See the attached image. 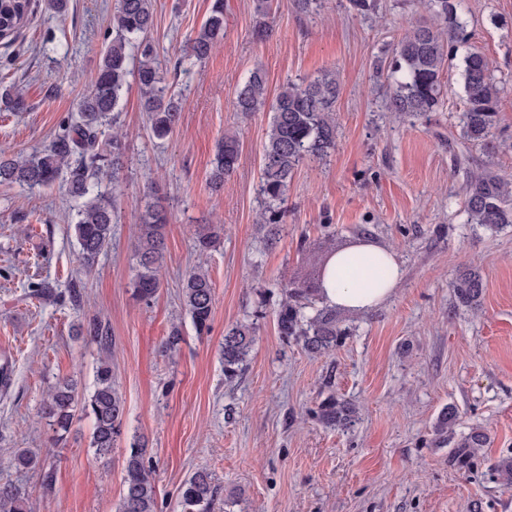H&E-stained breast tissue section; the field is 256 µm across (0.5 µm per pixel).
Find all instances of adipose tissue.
Returning a JSON list of instances; mask_svg holds the SVG:
<instances>
[{
    "instance_id": "obj_1",
    "label": "adipose tissue",
    "mask_w": 512,
    "mask_h": 512,
    "mask_svg": "<svg viewBox=\"0 0 512 512\" xmlns=\"http://www.w3.org/2000/svg\"><path fill=\"white\" fill-rule=\"evenodd\" d=\"M402 270L394 251L374 241L333 255L326 269L321 302L350 313H364L395 293Z\"/></svg>"
}]
</instances>
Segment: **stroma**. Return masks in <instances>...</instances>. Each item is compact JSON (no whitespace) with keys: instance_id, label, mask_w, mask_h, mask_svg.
<instances>
[{"instance_id":"obj_1","label":"stroma","mask_w":512,"mask_h":512,"mask_svg":"<svg viewBox=\"0 0 512 512\" xmlns=\"http://www.w3.org/2000/svg\"><path fill=\"white\" fill-rule=\"evenodd\" d=\"M116 0H68L65 16L43 7L13 40L0 42V86L26 93L25 112H0V149L32 155L74 121L77 103L101 63ZM358 16L349 0H320L307 14L276 0L267 35L256 38L255 0H224V39L202 63L185 45L208 17L209 0H154L153 37L168 81L183 103L173 134L151 138L136 81L120 122L127 134L112 245L91 274L75 260L72 202L63 185L0 184V356L13 373L0 393V458L38 452L54 469L51 492L34 472L0 470L28 493L34 512H117L124 460L133 437L145 462L157 512H180L179 492L199 469L217 495L212 512H512V490L493 477L512 456V225L494 233L467 223L462 188L470 171L512 179V0H466L468 43L504 86L490 153L461 137L460 59L444 72L443 103L429 117L402 121L375 74L418 13L412 0H380ZM267 96L288 81L335 70L336 148L305 160L294 174L283 221L268 234L257 219L268 110L236 112L235 92L254 69ZM236 134V170L212 193L216 142ZM168 217L161 288L147 304L133 296L134 241L147 210ZM220 224L224 236L206 257L195 233ZM374 240L392 248L402 269L395 295L368 313L337 312L346 334L333 351L308 354L279 335L281 287L312 286L311 263L329 244ZM205 260L215 285L211 329L185 323L177 352L162 341L183 320L185 276ZM484 284L478 309L458 305L452 281L468 266ZM82 279L83 303L65 296ZM58 294L36 299L37 283ZM96 321L108 344L87 334ZM248 322L256 339L241 376L224 378L227 326ZM110 359L125 398L124 435L110 455L94 454L91 418L75 413L63 443L41 423L46 388L62 378L91 386ZM353 404L347 430L312 419L330 397ZM456 413L452 439L435 426ZM481 428L488 443L471 466L451 457L456 436Z\"/></svg>"}]
</instances>
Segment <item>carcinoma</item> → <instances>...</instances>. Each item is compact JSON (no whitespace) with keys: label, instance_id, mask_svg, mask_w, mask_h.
<instances>
[{"label":"carcinoma","instance_id":"obj_1","mask_svg":"<svg viewBox=\"0 0 512 512\" xmlns=\"http://www.w3.org/2000/svg\"><path fill=\"white\" fill-rule=\"evenodd\" d=\"M464 0H422L428 17L410 25L393 48L387 71L391 83L389 108L403 120L425 116L438 109L443 95V73L451 50L467 42ZM31 8V0H0V29L9 32L21 26ZM155 25L153 0H118L112 15V39L108 43L97 77L89 92L80 99V121L67 126L41 153L24 157L0 152V183L50 187L65 183L75 202L74 235L78 243L76 260L91 270L112 243L114 197L112 190L101 191L102 179L116 177L126 154L125 135L117 129L119 105L128 76L135 75L141 94V108L149 117L150 132L166 138L180 120L182 102L169 94L161 76L157 48L149 38ZM224 35V0H210V16L203 27L189 38L186 51L198 62L205 61ZM464 107L460 117L463 138L488 151L498 148L494 130L500 121L503 88L491 74L485 56L467 49L462 58ZM339 83L336 75L324 72L310 80L284 84L275 96L269 128L263 143L260 194L266 204L259 223L278 224L280 205L286 201L288 185L305 160L328 156L336 146L333 117ZM267 79L263 70H253L236 94V111L248 115L266 106ZM24 91L8 87L0 92V111L25 112ZM113 128L112 136H104ZM239 140L226 134L216 144L209 184L218 191L224 177L231 174L239 159ZM463 211L467 223L479 224L495 232L512 224V180L491 172L470 174L464 187ZM166 218L148 213L139 227L135 252L138 269L133 295L144 303L152 301L160 288L159 270L164 262ZM224 227L213 225L196 236L199 253L210 251L219 242ZM456 301L472 309L480 305L483 283L476 270L462 273L452 283ZM303 288L285 289V299L276 312L280 336L302 343L313 356L336 347L340 330L336 315L324 310L308 311ZM186 314L198 334L210 330L215 288L208 271L201 265L188 274L182 289ZM251 323H237L224 333L221 356L224 377L231 381L243 369L255 341ZM182 329L171 324L162 347L177 351ZM81 409L93 420L90 447L97 456L111 454L123 433L125 400L104 359L96 367L92 389L78 391L77 381L60 379L43 393L40 417L63 442L72 424L73 412ZM312 416L328 427L348 429L357 420L356 409L348 402L330 400ZM487 435L475 429L455 443L453 458L461 468L471 465L475 450L485 447ZM146 444L137 438L130 444L124 461L123 490L118 512H156V487L145 464ZM37 456L28 449L0 459V470H27L37 465ZM497 480L512 488V457L495 467ZM217 489L205 470L193 473L179 493L180 512H211ZM0 512H32L29 495L12 482L0 483Z\"/></svg>","mask_w":512,"mask_h":512}]
</instances>
